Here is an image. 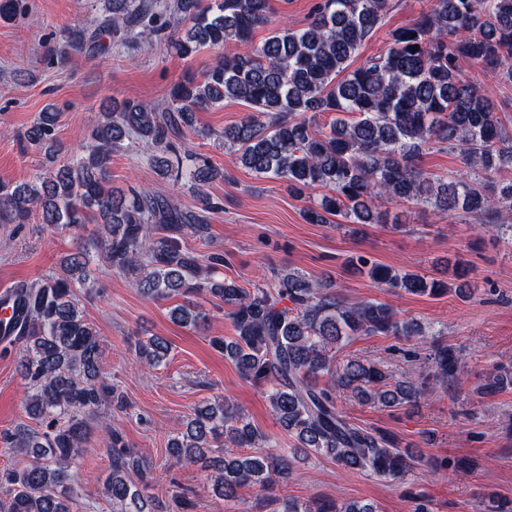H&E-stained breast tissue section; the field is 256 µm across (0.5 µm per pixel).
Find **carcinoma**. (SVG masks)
I'll return each instance as SVG.
<instances>
[{
    "label": "carcinoma",
    "instance_id": "carcinoma-1",
    "mask_svg": "<svg viewBox=\"0 0 512 512\" xmlns=\"http://www.w3.org/2000/svg\"><path fill=\"white\" fill-rule=\"evenodd\" d=\"M93 30L75 26L69 48L93 58L101 33L128 50L160 41L189 57L226 44L239 51L220 57L201 76L177 83L163 105L126 101L95 115L88 142L50 175L37 173L16 185L0 182V223L43 224L70 231L97 225L104 262L128 278L146 299L181 296L170 309L173 322L197 329L209 312L193 297L207 294L224 304L234 335L211 345L241 378L263 389L269 407L288 432L284 448L261 432L231 400L216 398L194 410L186 432L169 441L175 463L208 464L212 490L235 499L251 487L284 484L296 460L323 456L347 470L398 479L410 457L394 437L353 423L338 406L341 397L386 408L414 405L427 386H446L461 373V356L436 341L431 327L401 320L377 301L348 303L333 285L298 271L276 273L263 287L243 288L223 277L224 254L201 259L184 246L187 233L203 235L218 204L207 196L198 211L150 188L128 191L110 185L112 152L127 142L150 150V164L163 179L197 194L219 172L178 143L196 130L199 110L239 101L248 112L224 130V146L259 178L278 179L298 195L327 193L304 210L309 224L330 217L349 224H380V207L409 201L441 216L474 217L492 225L512 244V134L500 123L487 93L465 81L464 60L512 81V0H433L408 26L389 34L385 52L350 69L351 58L378 29L392 0H318L306 25L272 30L258 45L256 28L268 24L270 0H100ZM418 50H413V47ZM334 115L328 125L317 116ZM58 111L39 113L27 132L53 165L67 153L57 137ZM459 148L462 168L450 176L426 173L416 161L423 151ZM82 245L61 263V272L17 286L21 295L15 341L23 343L19 371L30 393L24 404L31 429L19 425L0 434V447L29 457L0 474L5 487L0 512H72L78 497L70 469L102 408L125 407L119 385L103 376L102 340L79 307L94 283ZM353 272L392 293L441 296L465 277L448 265L451 280L429 279L358 256ZM385 334L418 339L428 354L419 381L396 377L381 360H337L355 336ZM138 361L152 369L167 364L171 343L139 336ZM111 460L105 493L112 512H169L146 494L152 465L106 430ZM248 448L243 457L223 449ZM137 475L138 481L131 479ZM277 512H378L371 503L319 499L303 506L285 498Z\"/></svg>",
    "mask_w": 512,
    "mask_h": 512
}]
</instances>
